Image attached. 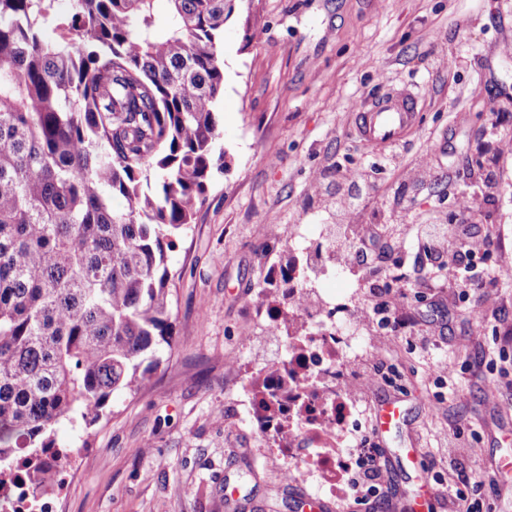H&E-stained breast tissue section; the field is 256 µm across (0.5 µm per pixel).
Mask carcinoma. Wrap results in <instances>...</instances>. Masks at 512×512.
<instances>
[{"instance_id": "1", "label": "carcinoma", "mask_w": 512, "mask_h": 512, "mask_svg": "<svg viewBox=\"0 0 512 512\" xmlns=\"http://www.w3.org/2000/svg\"><path fill=\"white\" fill-rule=\"evenodd\" d=\"M0 0V492L41 486L171 345L168 253L224 170V26L239 0ZM123 207H114V201ZM262 302L290 321L288 279Z\"/></svg>"}]
</instances>
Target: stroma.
Here are the masks:
<instances>
[{"mask_svg": "<svg viewBox=\"0 0 512 512\" xmlns=\"http://www.w3.org/2000/svg\"><path fill=\"white\" fill-rule=\"evenodd\" d=\"M403 90L419 99L416 128L366 148L354 111ZM219 120L224 170L169 254L172 343L97 423L56 425L57 444L78 451L60 476V512H298L316 495L311 481L281 478L285 462L258 442L235 372L286 348L268 335L258 293L312 224L379 231L381 277L339 271L316 281L319 292L355 314L372 310L371 286L405 296L408 324L358 323L348 350L352 375L369 381L360 438L420 450L411 466L389 457L387 512H406L419 470L451 487L428 512H452L459 491L479 512L496 502L512 512V484L484 490L512 460V288L481 303L432 287L417 244L394 243L400 225L447 223L468 194L478 208L469 235L498 240L482 268L512 265V0H242L224 29ZM386 400L404 420L384 443L374 424Z\"/></svg>", "mask_w": 512, "mask_h": 512, "instance_id": "35a3bbf8", "label": "stroma"}]
</instances>
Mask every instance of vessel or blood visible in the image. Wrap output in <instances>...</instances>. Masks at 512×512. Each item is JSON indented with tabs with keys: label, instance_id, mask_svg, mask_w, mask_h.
<instances>
[{
	"label": "vessel or blood",
	"instance_id": "1",
	"mask_svg": "<svg viewBox=\"0 0 512 512\" xmlns=\"http://www.w3.org/2000/svg\"><path fill=\"white\" fill-rule=\"evenodd\" d=\"M415 100L397 96L363 105L355 115L357 132L366 147L376 148L403 140L417 119ZM402 411L397 402L381 403L376 411L375 430L385 434L397 424Z\"/></svg>",
	"mask_w": 512,
	"mask_h": 512
}]
</instances>
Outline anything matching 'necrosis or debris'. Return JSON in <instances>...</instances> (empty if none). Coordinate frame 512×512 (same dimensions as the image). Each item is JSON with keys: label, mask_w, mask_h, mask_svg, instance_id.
I'll use <instances>...</instances> for the list:
<instances>
[{"label": "necrosis or debris", "mask_w": 512, "mask_h": 512, "mask_svg": "<svg viewBox=\"0 0 512 512\" xmlns=\"http://www.w3.org/2000/svg\"><path fill=\"white\" fill-rule=\"evenodd\" d=\"M303 312L310 327L296 352L279 358L275 365L253 370L265 379L271 393L276 392L279 380H287L294 399L281 403L271 414L252 407L249 417L262 443L272 444L276 454L288 459L285 479L311 476L336 498L341 494L342 478L359 468L365 456L363 448L347 441L353 417L347 385L351 342L336 325L346 317L347 308L322 300L304 307Z\"/></svg>", "instance_id": "obj_1"}]
</instances>
